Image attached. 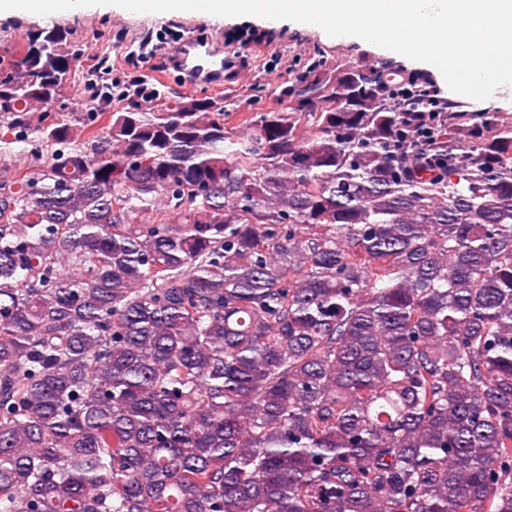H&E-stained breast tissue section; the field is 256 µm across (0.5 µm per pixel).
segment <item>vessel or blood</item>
<instances>
[{"label":"vessel or blood","mask_w":512,"mask_h":512,"mask_svg":"<svg viewBox=\"0 0 512 512\" xmlns=\"http://www.w3.org/2000/svg\"><path fill=\"white\" fill-rule=\"evenodd\" d=\"M223 48L214 42H202L197 38L183 39L171 55V66L187 77L184 90L192 92L204 84L216 91L224 89Z\"/></svg>","instance_id":"b4317fda"}]
</instances>
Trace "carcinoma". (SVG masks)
I'll list each match as a JSON object with an SVG mask.
<instances>
[{
	"mask_svg": "<svg viewBox=\"0 0 512 512\" xmlns=\"http://www.w3.org/2000/svg\"><path fill=\"white\" fill-rule=\"evenodd\" d=\"M78 59L0 55V512H512V122L318 52L80 142ZM45 159L46 153H44L43 156L40 153L39 157H32L24 150L23 144H16L12 157L5 163L0 161V183L3 181H11L21 170L26 169L36 162L41 163Z\"/></svg>",
	"mask_w": 512,
	"mask_h": 512,
	"instance_id": "obj_1",
	"label": "carcinoma"
}]
</instances>
